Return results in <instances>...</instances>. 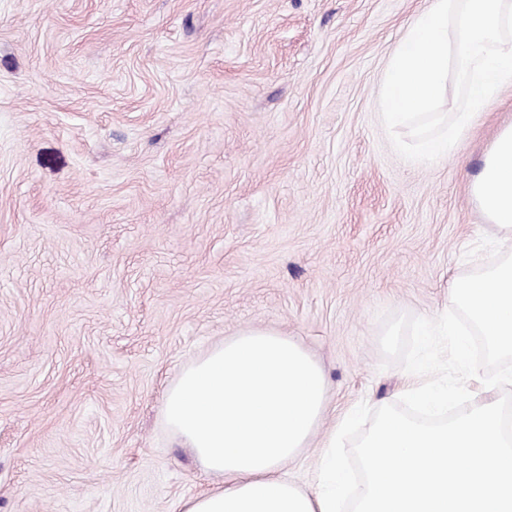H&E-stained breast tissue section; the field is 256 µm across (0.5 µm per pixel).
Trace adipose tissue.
I'll return each instance as SVG.
<instances>
[{
	"instance_id": "obj_1",
	"label": "adipose tissue",
	"mask_w": 512,
	"mask_h": 512,
	"mask_svg": "<svg viewBox=\"0 0 512 512\" xmlns=\"http://www.w3.org/2000/svg\"><path fill=\"white\" fill-rule=\"evenodd\" d=\"M490 223L512 239V124L503 127L470 186ZM321 368L288 337L251 329L212 349L169 391L164 416L203 466L226 484L181 512H512V442L492 387L447 424L427 427L393 410L361 445L365 478L352 490L328 436L316 492L283 465L326 411Z\"/></svg>"
}]
</instances>
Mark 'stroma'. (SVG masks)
Instances as JSON below:
<instances>
[{
  "label": "stroma",
  "instance_id": "1",
  "mask_svg": "<svg viewBox=\"0 0 512 512\" xmlns=\"http://www.w3.org/2000/svg\"><path fill=\"white\" fill-rule=\"evenodd\" d=\"M432 0H0V512H179L223 486L163 402L252 328L328 410L284 470L316 488L339 414L395 403L385 314L436 318L488 236L469 193L512 84L447 157L378 99Z\"/></svg>",
  "mask_w": 512,
  "mask_h": 512
}]
</instances>
